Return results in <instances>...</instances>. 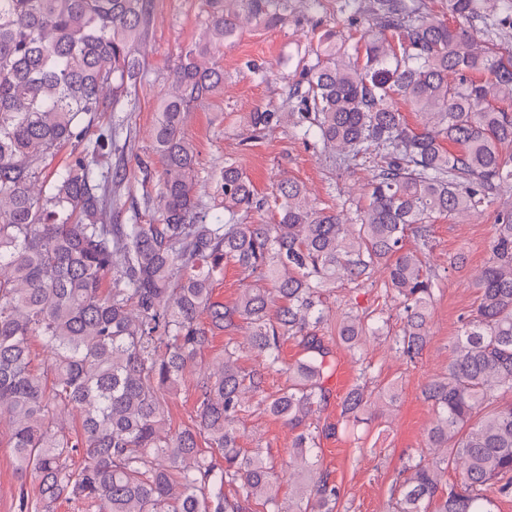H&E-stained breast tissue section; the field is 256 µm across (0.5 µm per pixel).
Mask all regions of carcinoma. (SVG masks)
<instances>
[{"mask_svg": "<svg viewBox=\"0 0 512 512\" xmlns=\"http://www.w3.org/2000/svg\"><path fill=\"white\" fill-rule=\"evenodd\" d=\"M486 2L448 0L444 18L424 0H340L368 25L363 44L325 29L295 88L300 111L257 110L248 122L265 131L289 121L315 146L379 156L368 202L344 218L283 180L274 223L246 224L239 214L263 203L231 161L220 172L224 211H202L183 117L224 89V44L248 26L285 24L292 0H206V38L181 54L153 132L162 223L114 224L108 197L124 173L103 174L98 159L115 133L92 137L90 128L137 79L151 0H0V422L20 482L17 512H52L63 498L96 512H252L254 503L337 512L341 488L315 452L332 369L316 331L328 316L324 289L385 269L400 333L349 313L337 336L355 356L367 338L388 336L413 361L427 343L435 282L405 248L407 233L425 239L435 219L482 211L512 189V155L501 151L512 115L496 106L512 101V51L493 39L512 24V0ZM398 96L421 127L405 123ZM63 144L72 160L43 177ZM490 251L448 373L424 387L436 410L432 457L402 463L394 512H495L496 498L512 495V207L497 210ZM228 264L253 279L231 306L213 298ZM241 320L246 343L226 342L216 366L202 367L208 333ZM290 338L302 356L285 367ZM35 340L47 353L40 367ZM246 351L260 357L249 372ZM283 370L288 388L266 396V375ZM191 372L195 408L173 431L164 396ZM386 397L394 400L390 386L355 388L344 416L379 417ZM251 399L297 430L288 476L300 487L286 508L271 460L239 445L236 423ZM450 468L452 484L443 481Z\"/></svg>", "mask_w": 512, "mask_h": 512, "instance_id": "cac0c4a2", "label": "carcinoma"}]
</instances>
